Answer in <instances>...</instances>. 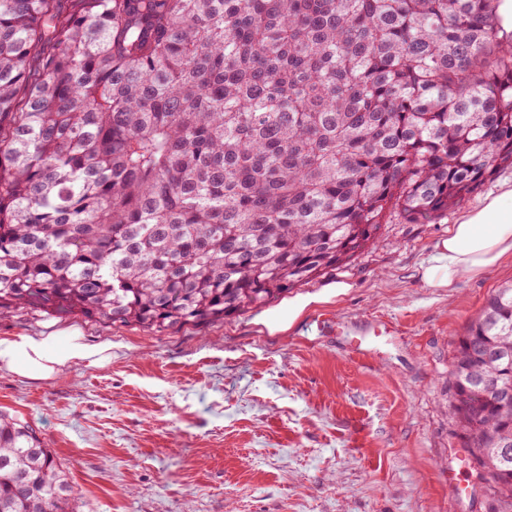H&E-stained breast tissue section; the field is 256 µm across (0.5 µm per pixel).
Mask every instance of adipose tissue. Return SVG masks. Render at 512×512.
Returning a JSON list of instances; mask_svg holds the SVG:
<instances>
[{"label": "adipose tissue", "mask_w": 512, "mask_h": 512, "mask_svg": "<svg viewBox=\"0 0 512 512\" xmlns=\"http://www.w3.org/2000/svg\"><path fill=\"white\" fill-rule=\"evenodd\" d=\"M512 253V186L503 187L482 204L462 214L448 227L436 253L422 271L432 288L453 287L459 274H483ZM112 357L108 343H87L79 332L55 335L0 337V370L32 380H46L71 367L101 365Z\"/></svg>", "instance_id": "1"}]
</instances>
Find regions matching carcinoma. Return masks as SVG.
I'll return each mask as SVG.
<instances>
[{
    "label": "carcinoma",
    "instance_id": "obj_1",
    "mask_svg": "<svg viewBox=\"0 0 512 512\" xmlns=\"http://www.w3.org/2000/svg\"><path fill=\"white\" fill-rule=\"evenodd\" d=\"M498 0H0V314L166 333L327 276L512 168ZM467 459L512 447V282L458 337ZM512 508V455L494 460ZM0 412V512H77Z\"/></svg>",
    "mask_w": 512,
    "mask_h": 512
}]
</instances>
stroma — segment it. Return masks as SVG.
<instances>
[{
  "mask_svg": "<svg viewBox=\"0 0 512 512\" xmlns=\"http://www.w3.org/2000/svg\"><path fill=\"white\" fill-rule=\"evenodd\" d=\"M505 182L512 169L440 223L384 225L333 275L220 323L159 336L80 313L1 315L0 337L76 330L112 359L42 381L1 371L0 412L40 434L79 512H502L465 460L448 366L512 282V256L450 290L421 271Z\"/></svg>",
  "mask_w": 512,
  "mask_h": 512,
  "instance_id": "35a3bbf8",
  "label": "stroma"
}]
</instances>
